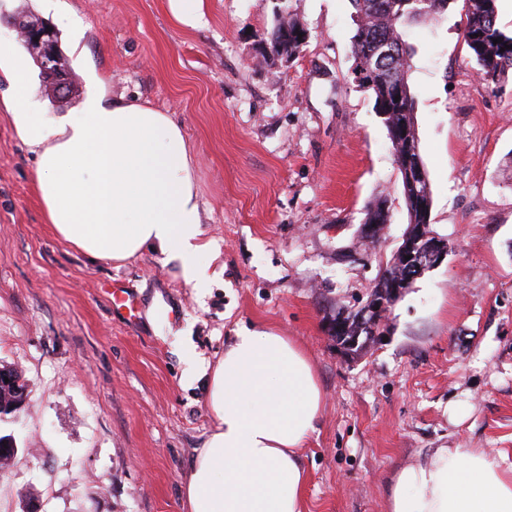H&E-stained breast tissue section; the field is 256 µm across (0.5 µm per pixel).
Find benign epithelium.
I'll return each instance as SVG.
<instances>
[{"mask_svg":"<svg viewBox=\"0 0 512 512\" xmlns=\"http://www.w3.org/2000/svg\"><path fill=\"white\" fill-rule=\"evenodd\" d=\"M15 26L30 40L34 52L43 61L41 77L46 89L56 96L65 95L68 91L66 75L55 63L59 54L55 31L40 19L28 23L17 20ZM450 251L448 241L431 231L429 225H409L401 247L402 256H411V259L403 260V284L408 285L424 272L438 267ZM400 296L401 289L391 288L366 300L358 308L355 319L347 321L340 314L331 318L328 333L336 349L346 358L353 359L378 341L384 333V308L388 303L394 304Z\"/></svg>","mask_w":512,"mask_h":512,"instance_id":"1","label":"benign epithelium"}]
</instances>
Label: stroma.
<instances>
[{
    "mask_svg": "<svg viewBox=\"0 0 512 512\" xmlns=\"http://www.w3.org/2000/svg\"><path fill=\"white\" fill-rule=\"evenodd\" d=\"M284 3L309 39L281 64L264 47ZM21 11L54 29L71 73L65 97L39 92L42 111H75L94 74L108 97L182 125L216 258L204 295L155 253L89 261L48 224L33 156L0 112V364L18 365L28 394L0 418L17 447L0 512H188L183 484L213 420L179 351L216 362L242 325L295 339L316 367L306 512H386L391 471L434 448L512 466V72L477 75L460 7L406 30L432 227L452 250L353 361L326 321L365 301L408 216L387 128L353 73L349 0H204L200 28L168 0H0V38L18 40ZM377 197L390 219L365 241ZM116 284L139 319L113 316Z\"/></svg>",
    "mask_w": 512,
    "mask_h": 512,
    "instance_id": "1",
    "label": "stroma"
}]
</instances>
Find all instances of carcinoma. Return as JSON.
<instances>
[{"label": "carcinoma", "mask_w": 512, "mask_h": 512, "mask_svg": "<svg viewBox=\"0 0 512 512\" xmlns=\"http://www.w3.org/2000/svg\"><path fill=\"white\" fill-rule=\"evenodd\" d=\"M457 0H351L356 32L352 37V56L360 86L372 91L377 111L384 114L401 180L408 223L418 224L431 219L432 197L428 171L421 154L417 161L407 160L406 145L419 147L415 124L417 99L408 82L413 48L405 41V28L410 25L434 24L447 14ZM464 37L474 38L469 45L476 71L486 82L497 83L512 70V36L504 34L497 23L495 0H463ZM305 29L296 19L278 12L269 33L272 58L289 61L305 46L298 39ZM427 201L422 216L413 212L414 197ZM389 211L386 201L377 198L365 210L364 223L386 224ZM403 279V266L393 254L380 269L367 295L379 288H391ZM23 408L18 393L0 387V414L12 415Z\"/></svg>", "instance_id": "cac0c4a2"}]
</instances>
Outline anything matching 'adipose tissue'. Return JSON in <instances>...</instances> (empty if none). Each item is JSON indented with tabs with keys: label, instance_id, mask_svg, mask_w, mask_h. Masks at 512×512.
<instances>
[{
	"label": "adipose tissue",
	"instance_id": "ef3b65f1",
	"mask_svg": "<svg viewBox=\"0 0 512 512\" xmlns=\"http://www.w3.org/2000/svg\"><path fill=\"white\" fill-rule=\"evenodd\" d=\"M0 101L35 159L39 198L57 234L93 261L158 253L204 291L205 240L185 135L168 113L104 93L63 116L32 112L29 60L0 40ZM323 391L290 337L240 326L208 377L215 427L186 477L189 512H304L297 451L316 432ZM387 512H512V468L479 448H437L396 467Z\"/></svg>",
	"mask_w": 512,
	"mask_h": 512
}]
</instances>
